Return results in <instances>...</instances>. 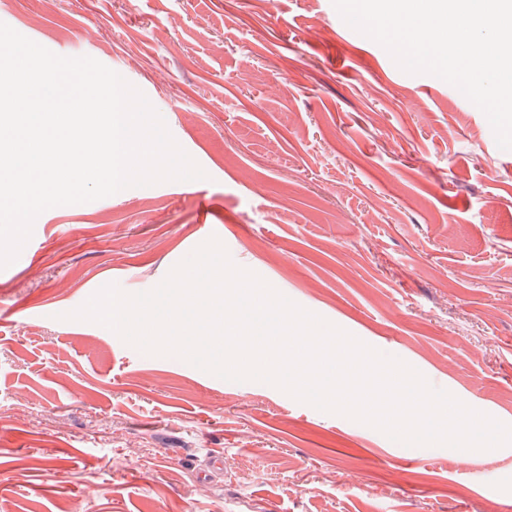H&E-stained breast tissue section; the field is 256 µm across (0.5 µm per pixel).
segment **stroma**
Here are the masks:
<instances>
[{
	"label": "stroma",
	"mask_w": 512,
	"mask_h": 512,
	"mask_svg": "<svg viewBox=\"0 0 512 512\" xmlns=\"http://www.w3.org/2000/svg\"><path fill=\"white\" fill-rule=\"evenodd\" d=\"M139 89L205 170L41 213L0 269V512H512V445L402 444L67 319L233 262L512 425V150L331 0H0ZM465 495H457V487Z\"/></svg>",
	"instance_id": "1"
}]
</instances>
